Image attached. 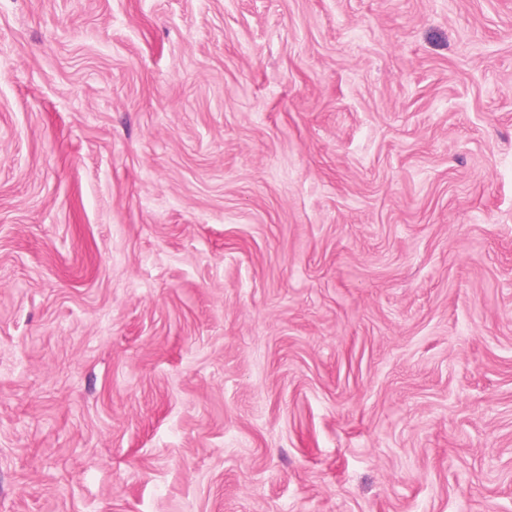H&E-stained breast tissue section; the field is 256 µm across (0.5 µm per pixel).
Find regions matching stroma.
Returning <instances> with one entry per match:
<instances>
[{"instance_id":"35a3bbf8","label":"stroma","mask_w":512,"mask_h":512,"mask_svg":"<svg viewBox=\"0 0 512 512\" xmlns=\"http://www.w3.org/2000/svg\"><path fill=\"white\" fill-rule=\"evenodd\" d=\"M0 512H512V0H0Z\"/></svg>"}]
</instances>
